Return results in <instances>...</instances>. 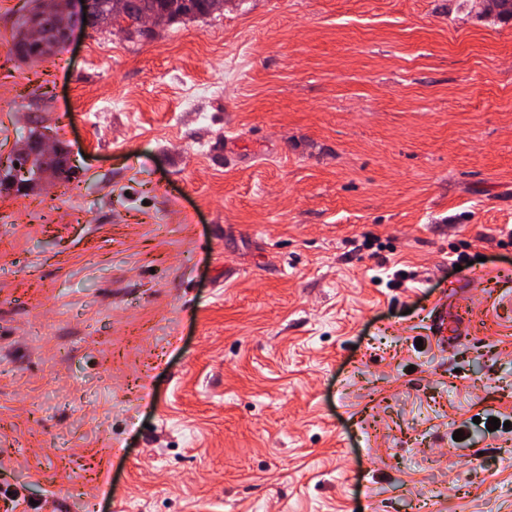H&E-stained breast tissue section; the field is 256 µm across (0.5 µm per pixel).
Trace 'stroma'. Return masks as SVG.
Listing matches in <instances>:
<instances>
[{
    "mask_svg": "<svg viewBox=\"0 0 512 512\" xmlns=\"http://www.w3.org/2000/svg\"><path fill=\"white\" fill-rule=\"evenodd\" d=\"M27 10L0 157L79 176L0 185V512H512V22L224 0L28 66ZM59 152L58 143L49 135L44 134L37 140L25 138L15 150L16 157H32L36 154L54 156ZM61 160L59 158H42V157H36L32 160V165L34 168V173L32 174L29 170L30 165L29 163L23 166L19 170L18 167H14V179H13V185L12 187L15 188V190L20 191L21 193H26L34 189L41 188L42 186L54 183L59 180H67L69 178V173L61 169L60 166ZM46 167L47 169H53L57 175L52 172H43L41 170H38L40 168ZM38 168V169H37ZM21 178H24L25 180H21Z\"/></svg>",
    "mask_w": 512,
    "mask_h": 512,
    "instance_id": "obj_1",
    "label": "stroma"
}]
</instances>
